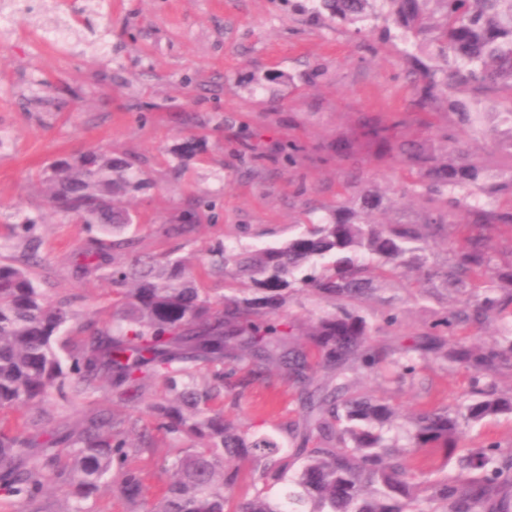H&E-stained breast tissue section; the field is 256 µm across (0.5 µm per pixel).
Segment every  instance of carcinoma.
Instances as JSON below:
<instances>
[{"label": "carcinoma", "instance_id": "obj_1", "mask_svg": "<svg viewBox=\"0 0 512 512\" xmlns=\"http://www.w3.org/2000/svg\"><path fill=\"white\" fill-rule=\"evenodd\" d=\"M298 8L338 23L390 21L405 44L435 45L441 64L417 70L420 109L441 97L464 133L482 124V96L508 92L500 123L512 132V0H311ZM465 89L470 97L456 98ZM397 117L368 123L363 139L391 159L417 168L401 193L428 202L417 220L380 223L371 214L381 197L356 190L354 207L341 203L329 215L277 245L226 244L211 251L209 272L224 276V294L200 288L180 258L139 257L114 264V253L134 242L120 237L133 223L120 201L145 189L144 171L101 150L54 161L40 178L51 207L81 224L110 227L74 253L77 269L112 282V325L97 328L78 346L64 336L77 319L74 300L53 299L32 277L36 246L18 261L0 262V408L42 402L56 388L67 400L105 390L121 402L147 403L157 429L169 440L190 443L173 463L174 479L152 512H512V448L491 441L457 458L462 478H436L466 428L512 413V397L495 396L492 378L512 368V238L496 248L491 232L512 228V172L485 183V162L456 145L457 161L441 163L422 144L398 140ZM437 240L451 254L445 263L430 253ZM412 277L419 295L452 288L462 293L484 282L483 293L446 312L400 352L372 345L373 329L357 304L379 284ZM306 290L325 303L302 330L282 317L294 292ZM508 320L510 338L490 346L448 345L446 336L490 318ZM456 363L471 372L472 403L417 414L390 435L398 418L386 401L357 395L348 373L416 372V361ZM212 369L197 382L200 365ZM326 374L315 383V368ZM277 371L297 387L300 420L280 425L291 452L272 434L250 431L212 407L220 394L237 400L253 381ZM162 381L168 396L152 388ZM45 410L22 425L0 423V491L39 502L62 479L79 498L111 477L113 491L135 505L146 499L145 476L127 466L128 434L137 421L98 410L59 428L47 442L30 429L48 423ZM70 449L62 472L53 449ZM442 452L441 462L419 465L412 449ZM250 467L251 494L236 498L238 473L224 461ZM277 484L283 495H273Z\"/></svg>", "mask_w": 512, "mask_h": 512}]
</instances>
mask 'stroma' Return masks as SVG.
I'll return each mask as SVG.
<instances>
[{"instance_id": "35a3bbf8", "label": "stroma", "mask_w": 512, "mask_h": 512, "mask_svg": "<svg viewBox=\"0 0 512 512\" xmlns=\"http://www.w3.org/2000/svg\"><path fill=\"white\" fill-rule=\"evenodd\" d=\"M40 16L12 15L0 27V258L21 257L11 233L35 220L34 270L51 297H78L72 339L90 322L112 315V285L82 278L73 255L99 227L64 219L43 194L39 174L62 157L93 148L140 160L151 184L129 208L135 216L124 235L136 252L171 255L196 266L208 263L215 242L264 245L303 231L307 218L326 216L335 203H350L344 185L363 183L381 196L377 220L413 219L416 200L400 197L414 169L361 145L365 123L390 115L402 121L398 138L441 149L437 130L461 138L491 170L512 168V144L492 146L481 134H460L445 101L420 111V86L402 42L295 9L292 0H102L93 13H78L83 0H49ZM75 33L66 44L42 39L57 18ZM196 139L187 162L175 145ZM300 145L295 161L279 153L283 142ZM193 215L195 232L165 237L164 224ZM383 302L360 308L374 328L372 342L396 346L418 333L456 297L415 299L406 282L385 284ZM402 309L400 324L383 322L389 307ZM471 374L457 365L427 366L402 382L359 374L356 393L382 398L403 418L427 406L461 405ZM296 386L279 373L256 381L224 414L245 426L276 432L299 418ZM122 413L151 435L149 451L131 455L148 488L166 483L177 452L154 432L144 404ZM488 441L512 448V414L485 418L467 430L465 447ZM41 512H148L104 484L80 500L64 481L52 484Z\"/></svg>"}]
</instances>
